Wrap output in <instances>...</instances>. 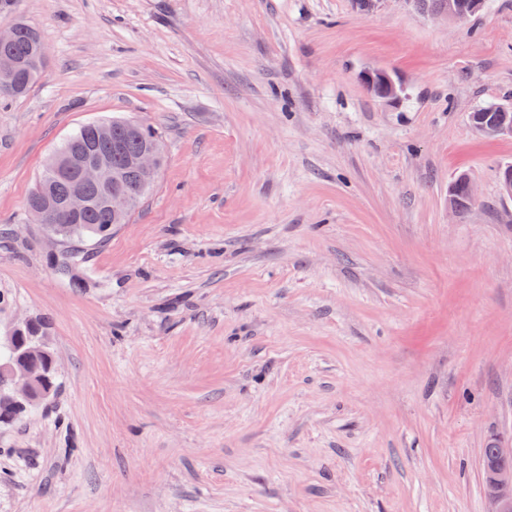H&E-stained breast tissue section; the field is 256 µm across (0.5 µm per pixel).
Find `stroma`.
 <instances>
[{
    "instance_id": "35a3bbf8",
    "label": "stroma",
    "mask_w": 512,
    "mask_h": 512,
    "mask_svg": "<svg viewBox=\"0 0 512 512\" xmlns=\"http://www.w3.org/2000/svg\"><path fill=\"white\" fill-rule=\"evenodd\" d=\"M45 71L0 103V336L59 388L0 430V512H489L512 440V0H15ZM400 83L381 98L366 74ZM154 128L156 186L65 245L26 201L81 125ZM467 175L476 198L448 207ZM496 106V105H495ZM483 107L473 114H476L481 120L503 124L505 126L512 125V111L511 109L496 106L493 110L483 111ZM482 111V112H479ZM478 122H471V125L476 133L483 137H499L504 135L512 136V126L501 127L492 124H484L480 120ZM494 444L486 459V493L492 512H512V442L510 446Z\"/></svg>"
}]
</instances>
